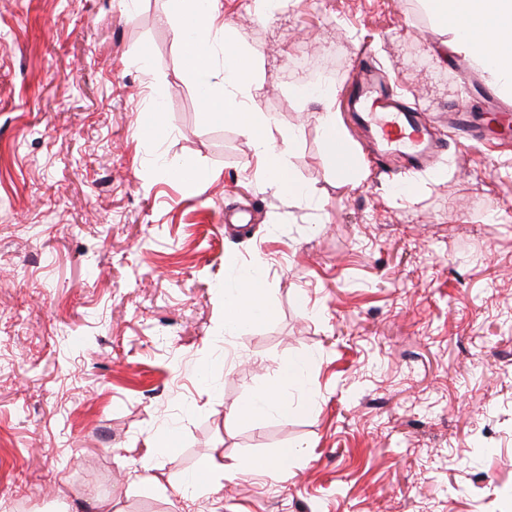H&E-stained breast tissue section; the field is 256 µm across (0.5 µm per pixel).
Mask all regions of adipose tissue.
Here are the masks:
<instances>
[{
    "mask_svg": "<svg viewBox=\"0 0 512 512\" xmlns=\"http://www.w3.org/2000/svg\"><path fill=\"white\" fill-rule=\"evenodd\" d=\"M429 21L445 30L449 45L468 55L491 81L512 95V0H418ZM222 0H174L167 13L173 41L186 68L203 88L206 111L215 119L236 128L255 147L256 159L269 171L268 189L283 195L303 193V185L288 167V154L296 137L285 131L279 140L265 134L267 118L250 106L249 92L260 77V55L243 46L232 28L223 23ZM466 18L471 35L458 32L455 21ZM337 93L317 100V120L332 163L356 175L352 144L337 124ZM264 280L259 272L241 274L239 285L224 299V333L235 335L249 320L270 319Z\"/></svg>",
    "mask_w": 512,
    "mask_h": 512,
    "instance_id": "obj_1",
    "label": "adipose tissue"
}]
</instances>
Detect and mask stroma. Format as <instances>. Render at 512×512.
<instances>
[{
	"mask_svg": "<svg viewBox=\"0 0 512 512\" xmlns=\"http://www.w3.org/2000/svg\"><path fill=\"white\" fill-rule=\"evenodd\" d=\"M248 3L224 19L261 56L252 104L272 139L294 130L305 195L262 191L251 144L204 110L166 0H0V512H174L202 457L286 447L288 472L189 512H512V144L483 137L512 97L440 49L416 0ZM298 53L335 60L343 96L370 61L441 137L464 110L478 138L409 195L371 164L349 181L290 91ZM255 265L274 314L225 335ZM296 360L311 378L284 389L287 418L233 417ZM170 174L182 183L201 186L208 178V170L200 163L191 165H167Z\"/></svg>",
	"mask_w": 512,
	"mask_h": 512,
	"instance_id": "obj_1",
	"label": "stroma"
}]
</instances>
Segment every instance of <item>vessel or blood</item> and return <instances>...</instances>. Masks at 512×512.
<instances>
[{"label": "vessel or blood", "mask_w": 512, "mask_h": 512, "mask_svg": "<svg viewBox=\"0 0 512 512\" xmlns=\"http://www.w3.org/2000/svg\"><path fill=\"white\" fill-rule=\"evenodd\" d=\"M349 107L374 163L384 171L398 160L414 169H427L448 147L465 149L471 139V128L462 120L457 123L453 142L437 138L404 102L382 88L376 72L369 67L365 68L364 82L353 92Z\"/></svg>", "instance_id": "b4317fda"}]
</instances>
